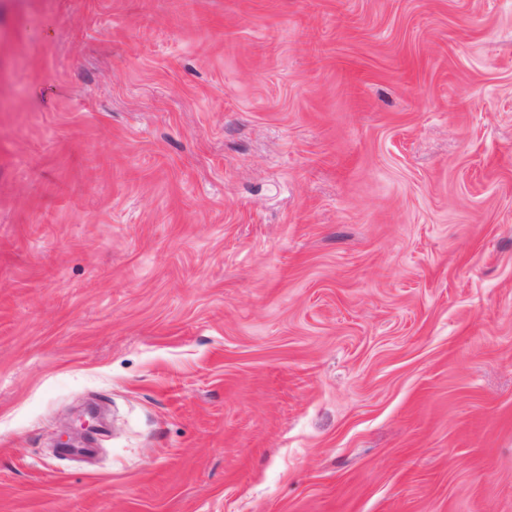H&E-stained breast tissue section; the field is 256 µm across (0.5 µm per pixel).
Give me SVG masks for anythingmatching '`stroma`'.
<instances>
[{"label":"stroma","instance_id":"35a3bbf8","mask_svg":"<svg viewBox=\"0 0 512 512\" xmlns=\"http://www.w3.org/2000/svg\"><path fill=\"white\" fill-rule=\"evenodd\" d=\"M0 512H512V0H0Z\"/></svg>","mask_w":512,"mask_h":512}]
</instances>
